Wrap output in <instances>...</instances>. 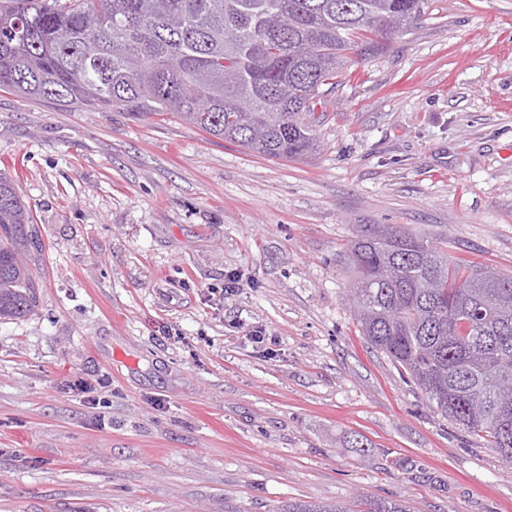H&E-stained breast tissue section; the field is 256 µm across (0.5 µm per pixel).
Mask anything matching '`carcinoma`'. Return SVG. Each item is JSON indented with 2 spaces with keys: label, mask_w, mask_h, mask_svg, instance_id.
I'll return each instance as SVG.
<instances>
[{
  "label": "carcinoma",
  "mask_w": 512,
  "mask_h": 512,
  "mask_svg": "<svg viewBox=\"0 0 512 512\" xmlns=\"http://www.w3.org/2000/svg\"><path fill=\"white\" fill-rule=\"evenodd\" d=\"M426 0H0V90L138 120L172 115L271 158L314 155V112ZM30 206L0 172V320L34 310ZM360 334L429 404L512 462V274L384 224L347 245ZM284 512H354L290 502ZM368 512H408L380 500Z\"/></svg>",
  "instance_id": "obj_1"
}]
</instances>
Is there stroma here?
Wrapping results in <instances>:
<instances>
[{"mask_svg": "<svg viewBox=\"0 0 512 512\" xmlns=\"http://www.w3.org/2000/svg\"><path fill=\"white\" fill-rule=\"evenodd\" d=\"M315 130L276 160L0 91L39 285L0 322V512H512V463L360 336L345 264L393 224L512 272V0H428Z\"/></svg>", "mask_w": 512, "mask_h": 512, "instance_id": "35a3bbf8", "label": "stroma"}]
</instances>
